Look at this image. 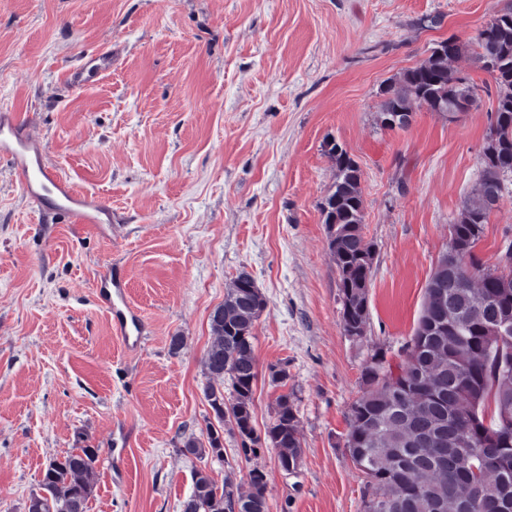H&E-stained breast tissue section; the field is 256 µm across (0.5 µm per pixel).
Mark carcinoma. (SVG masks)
Masks as SVG:
<instances>
[{"label":"carcinoma","mask_w":512,"mask_h":512,"mask_svg":"<svg viewBox=\"0 0 512 512\" xmlns=\"http://www.w3.org/2000/svg\"><path fill=\"white\" fill-rule=\"evenodd\" d=\"M462 54L448 38L430 48L419 65L392 78L381 90L378 122L384 128L409 127L413 105L447 114L469 111L475 86L448 59ZM473 62L500 88L495 119L483 148L476 193L449 225L450 244L442 282L427 285L414 333L396 364L375 353L363 369L367 390L351 407L344 448L366 477L364 512H512V283L483 268L475 253L512 177V7L478 32ZM335 180L320 204L328 247L340 273L343 329L364 336L367 288L374 252L363 233L360 169L336 140L326 143ZM266 298L246 272L234 280L224 303L210 316L214 336L203 358L209 378L204 389L219 424L231 425L244 457L278 448L281 468L298 469L303 449L293 394L276 398L274 422L260 435L254 427L253 393L257 381L254 330ZM229 395H224V382ZM430 429L448 457L420 439ZM199 459L221 458L223 436L208 426L207 441L184 443ZM98 449L74 448L46 466L41 492L26 512H87ZM480 476L473 486L468 475ZM265 477L250 473L246 491L226 478L218 485L204 469L193 474L183 504L196 512H266Z\"/></svg>","instance_id":"carcinoma-1"}]
</instances>
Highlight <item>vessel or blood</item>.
<instances>
[{"mask_svg": "<svg viewBox=\"0 0 512 512\" xmlns=\"http://www.w3.org/2000/svg\"><path fill=\"white\" fill-rule=\"evenodd\" d=\"M112 69V50L105 47L83 56L67 75L71 86L81 87ZM45 146L30 134L19 115L0 111V166L19 176L29 203L36 209H51L66 215L73 224H86L103 233L112 230V209L100 196L77 191L70 180L45 162ZM126 280L118 272L100 277L96 295L112 315V326L128 349L145 340L143 317L126 295Z\"/></svg>", "mask_w": 512, "mask_h": 512, "instance_id": "b4317fda", "label": "vessel or blood"}]
</instances>
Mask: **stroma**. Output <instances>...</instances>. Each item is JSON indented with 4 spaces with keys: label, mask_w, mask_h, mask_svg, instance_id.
<instances>
[{
    "label": "stroma",
    "mask_w": 512,
    "mask_h": 512,
    "mask_svg": "<svg viewBox=\"0 0 512 512\" xmlns=\"http://www.w3.org/2000/svg\"><path fill=\"white\" fill-rule=\"evenodd\" d=\"M512 0H0V109L46 146L49 167L112 208L102 235L34 210L0 167V512H24L46 462L97 449L90 512H182L195 470L266 476L267 512H363L364 476L343 441L362 372L398 362L448 227L478 185L499 88L476 85L455 120L416 109L378 121L382 86L437 41L471 46ZM111 45L112 70L70 87L69 69ZM336 139L361 171L375 256L363 337L346 335L320 203ZM512 242V185L477 252ZM128 278L147 340L126 350L94 283ZM267 300L254 330L255 427L293 394L296 472L252 457L223 429V458L183 454L216 417L204 397L209 316L240 272ZM184 338L179 351L170 339ZM284 365L288 385L272 384Z\"/></svg>",
    "instance_id": "obj_1"
}]
</instances>
